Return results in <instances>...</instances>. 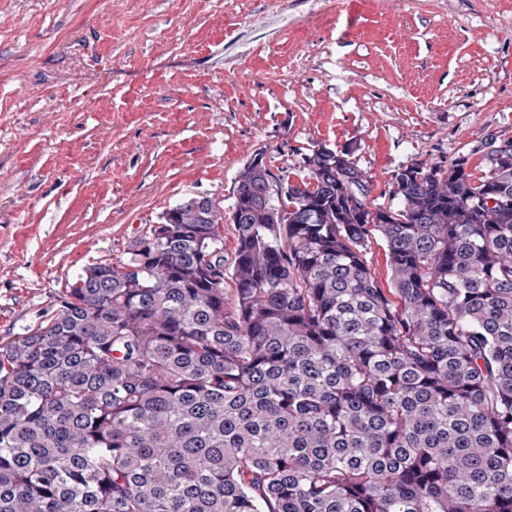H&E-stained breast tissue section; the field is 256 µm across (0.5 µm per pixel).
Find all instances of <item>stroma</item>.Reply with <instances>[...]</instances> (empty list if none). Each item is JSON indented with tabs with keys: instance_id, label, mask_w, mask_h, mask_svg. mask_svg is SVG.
Here are the masks:
<instances>
[{
	"instance_id": "1",
	"label": "stroma",
	"mask_w": 512,
	"mask_h": 512,
	"mask_svg": "<svg viewBox=\"0 0 512 512\" xmlns=\"http://www.w3.org/2000/svg\"><path fill=\"white\" fill-rule=\"evenodd\" d=\"M235 59L213 67L217 41ZM512 136V0H0V345L256 154L398 168Z\"/></svg>"
}]
</instances>
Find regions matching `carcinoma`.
Returning a JSON list of instances; mask_svg holds the SVG:
<instances>
[{"instance_id":"cac0c4a2","label":"carcinoma","mask_w":512,"mask_h":512,"mask_svg":"<svg viewBox=\"0 0 512 512\" xmlns=\"http://www.w3.org/2000/svg\"><path fill=\"white\" fill-rule=\"evenodd\" d=\"M257 156L0 345V512H512V137ZM383 241L389 285L367 259ZM232 283V288L224 285Z\"/></svg>"}]
</instances>
